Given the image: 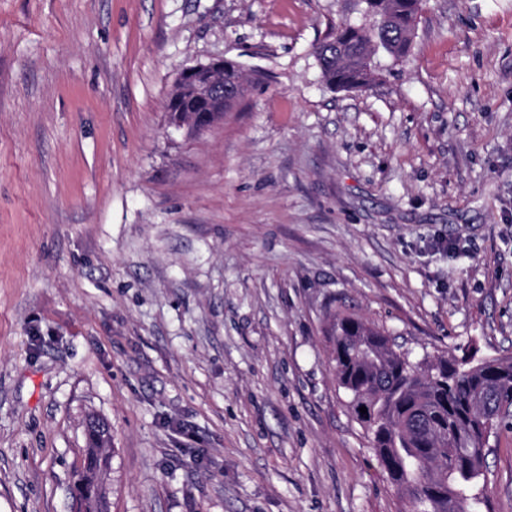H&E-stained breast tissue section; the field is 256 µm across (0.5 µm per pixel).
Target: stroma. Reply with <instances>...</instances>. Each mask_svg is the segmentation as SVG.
I'll use <instances>...</instances> for the list:
<instances>
[{
	"label": "stroma",
	"mask_w": 512,
	"mask_h": 512,
	"mask_svg": "<svg viewBox=\"0 0 512 512\" xmlns=\"http://www.w3.org/2000/svg\"><path fill=\"white\" fill-rule=\"evenodd\" d=\"M353 0H0V512H405L325 315L412 358L512 357V0H426L362 90L316 46ZM250 81L169 124L180 70ZM480 512H512V430ZM108 430V424L98 417L92 415L86 421L84 465L73 486L78 512H108V488L104 480Z\"/></svg>",
	"instance_id": "35a3bbf8"
}]
</instances>
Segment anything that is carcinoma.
<instances>
[{
    "mask_svg": "<svg viewBox=\"0 0 512 512\" xmlns=\"http://www.w3.org/2000/svg\"><path fill=\"white\" fill-rule=\"evenodd\" d=\"M422 2L356 0L373 22L342 23L330 32L343 51L334 62H319L324 82L335 90L365 88L378 79L379 53L406 59ZM326 335L334 380L407 512H475L490 437L512 409V357L447 353L415 361L388 331L341 311L328 315ZM108 430L98 417L86 421L84 465L73 486L78 512H108Z\"/></svg>",
    "mask_w": 512,
    "mask_h": 512,
    "instance_id": "1",
    "label": "carcinoma"
}]
</instances>
